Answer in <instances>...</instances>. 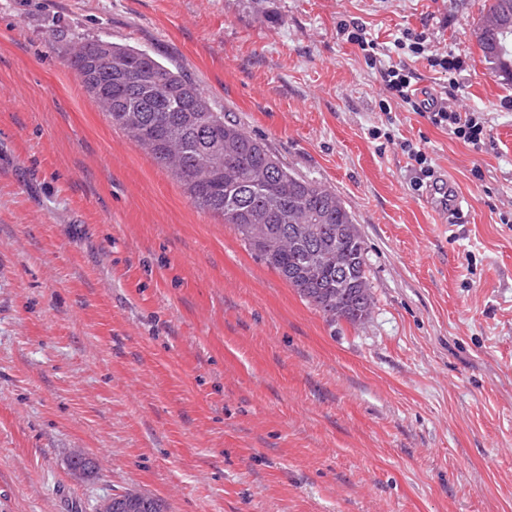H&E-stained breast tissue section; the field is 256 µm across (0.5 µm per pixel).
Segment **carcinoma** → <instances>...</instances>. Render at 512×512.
Segmentation results:
<instances>
[{"label": "carcinoma", "mask_w": 512, "mask_h": 512, "mask_svg": "<svg viewBox=\"0 0 512 512\" xmlns=\"http://www.w3.org/2000/svg\"><path fill=\"white\" fill-rule=\"evenodd\" d=\"M493 14L507 19L508 32L490 30L476 45L491 72L511 80L512 0H485L483 15ZM101 42V38L81 39L67 62L112 124L169 169L199 209L233 225L249 250L325 318L351 326L362 324L372 304L365 241L360 234L336 235L339 225L355 223L336 192L290 171L280 161L276 176L257 182L256 173L266 159L275 157L264 140L215 111L194 82L145 50L112 44V56L122 59L125 68L102 74ZM193 111L207 117L208 124H186L183 116ZM227 130L233 132L237 143V152L230 159L214 151L224 145ZM269 197L277 198L284 214L296 209L297 224L306 223L309 209L328 214L326 222L317 225L318 234L345 258L348 288L336 291V269L330 267L321 268L311 285L303 286L289 278L288 270L304 265L306 255L304 250L288 246V233H281L277 242L267 245L253 239L250 216L262 210ZM112 512H165V507L157 498L129 491L112 497Z\"/></svg>", "instance_id": "1"}]
</instances>
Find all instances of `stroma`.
Wrapping results in <instances>:
<instances>
[{"mask_svg": "<svg viewBox=\"0 0 512 512\" xmlns=\"http://www.w3.org/2000/svg\"><path fill=\"white\" fill-rule=\"evenodd\" d=\"M484 0H0V512H512V81L471 32ZM404 29L461 50L417 87L477 110L476 149L400 105ZM150 52L365 241L367 322H331L198 209L67 65L77 38ZM390 131L374 138L373 129ZM412 141L461 200L413 190ZM81 452L90 476L69 461ZM340 33L346 36V40L358 47L364 52L366 62L370 65H376L377 58L375 57V43L372 39L367 37L366 30L363 25L357 22L349 24H340ZM465 59L466 56H463L461 52L450 51L439 58L431 59L430 65L439 67L441 73L448 74V85L457 89L459 84L457 77L465 70ZM106 500V499H105ZM103 500L97 511L103 512L104 506L108 512H165V507L160 499L134 491L115 495L112 500L104 503ZM104 504V505H103Z\"/></svg>", "mask_w": 512, "mask_h": 512, "instance_id": "1", "label": "stroma"}]
</instances>
